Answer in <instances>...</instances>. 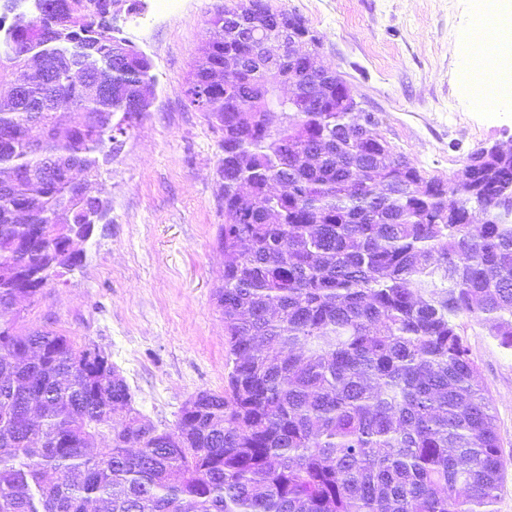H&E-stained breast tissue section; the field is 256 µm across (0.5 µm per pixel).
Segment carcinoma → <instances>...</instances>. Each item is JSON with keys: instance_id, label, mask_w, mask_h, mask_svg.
<instances>
[{"instance_id": "obj_1", "label": "carcinoma", "mask_w": 512, "mask_h": 512, "mask_svg": "<svg viewBox=\"0 0 512 512\" xmlns=\"http://www.w3.org/2000/svg\"><path fill=\"white\" fill-rule=\"evenodd\" d=\"M122 3L22 0L0 7V317L73 270L67 238L90 235L108 204L84 197L152 106L148 56L112 25ZM255 31L303 19L262 0ZM217 8L186 80L189 104L222 133L215 289L230 370L222 392L184 404L172 431L132 428L125 378L96 347L0 322V512H495L505 476L489 396L461 334L485 328L512 351V153L476 149L448 184L395 151L375 112L342 106L344 83L296 69L305 104L264 126L270 82L249 61L224 86V57L250 55ZM104 72L96 96L82 78ZM138 97L126 112L123 97ZM250 103L242 127L224 98ZM69 109L78 123L58 119ZM254 164L237 165L239 154ZM254 191L279 224L236 208ZM45 360L30 364L32 348Z\"/></svg>"}]
</instances>
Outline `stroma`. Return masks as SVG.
<instances>
[{
  "instance_id": "1",
  "label": "stroma",
  "mask_w": 512,
  "mask_h": 512,
  "mask_svg": "<svg viewBox=\"0 0 512 512\" xmlns=\"http://www.w3.org/2000/svg\"><path fill=\"white\" fill-rule=\"evenodd\" d=\"M114 25L151 59L158 78L148 116L95 187L109 221L85 243L81 268L22 303L17 325L91 344L130 386L132 406L159 430L173 429L192 396L223 391L229 372L215 289L224 268L218 234L220 133L188 107L183 87L207 38L216 0H179ZM320 39L319 61L335 69L383 120L382 134L431 177L453 180L467 154L512 140V103L478 106L462 75L482 0H273ZM465 338L496 417L506 462L496 512H512V352L469 324Z\"/></svg>"
}]
</instances>
